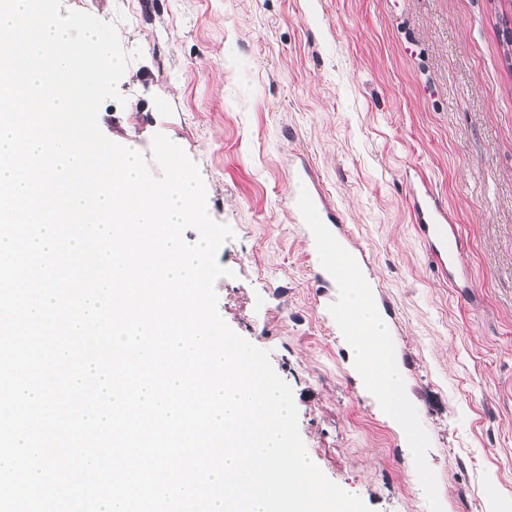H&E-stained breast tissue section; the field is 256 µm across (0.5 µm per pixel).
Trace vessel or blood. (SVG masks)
<instances>
[{"label": "vessel or blood", "mask_w": 512, "mask_h": 512, "mask_svg": "<svg viewBox=\"0 0 512 512\" xmlns=\"http://www.w3.org/2000/svg\"><path fill=\"white\" fill-rule=\"evenodd\" d=\"M286 206L297 223L308 225L316 250L329 252L330 263L325 271L335 280L337 287H362L361 268L364 259L334 231L333 226L339 223L340 218L324 198L308 191L293 190L288 194ZM407 206L416 234L424 242L432 263L441 276L447 279L449 287H468L469 282L460 265L465 238L431 183L423 176H415L411 181ZM333 315L341 335H360L358 319L350 306L340 304L334 309ZM393 355L392 343L387 338L377 337L373 351L363 364L368 378L379 380L384 364Z\"/></svg>", "instance_id": "b4317fda"}]
</instances>
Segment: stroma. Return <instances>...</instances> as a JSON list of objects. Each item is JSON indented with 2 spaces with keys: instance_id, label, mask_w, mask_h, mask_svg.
I'll use <instances>...</instances> for the list:
<instances>
[{
  "instance_id": "35a3bbf8",
  "label": "stroma",
  "mask_w": 512,
  "mask_h": 512,
  "mask_svg": "<svg viewBox=\"0 0 512 512\" xmlns=\"http://www.w3.org/2000/svg\"><path fill=\"white\" fill-rule=\"evenodd\" d=\"M131 60L99 125L154 164L161 133L231 226L218 312L293 391L306 451L371 512H493L512 498V0H62ZM308 166L367 272L419 460L353 367L306 225ZM424 172L456 213L474 292L433 267L407 210Z\"/></svg>"
}]
</instances>
